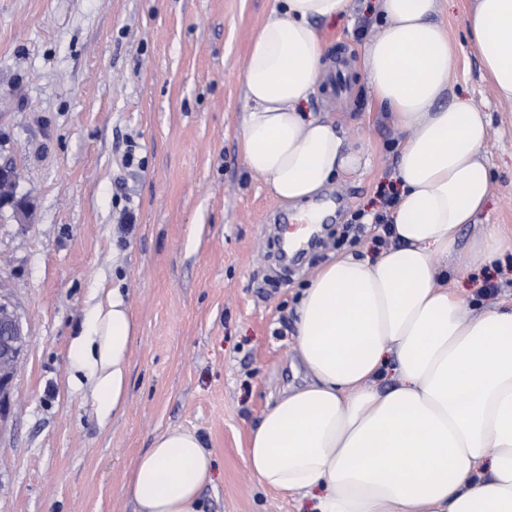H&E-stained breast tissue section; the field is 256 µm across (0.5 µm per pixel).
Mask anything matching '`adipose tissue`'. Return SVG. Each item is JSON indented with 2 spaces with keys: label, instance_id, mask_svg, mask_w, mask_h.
Wrapping results in <instances>:
<instances>
[{
  "label": "adipose tissue",
  "instance_id": "adipose-tissue-1",
  "mask_svg": "<svg viewBox=\"0 0 512 512\" xmlns=\"http://www.w3.org/2000/svg\"><path fill=\"white\" fill-rule=\"evenodd\" d=\"M440 4L379 0L385 22L360 50V74L407 133L393 244L337 257L303 289L295 344L308 378L249 432L258 483L315 497L318 512H512V307L468 313L436 264L491 193L488 115L449 88L456 48ZM351 6L272 0L245 59V164L287 206L360 163L335 120L307 109L327 71L318 25ZM466 28L485 77L512 100V0H470ZM134 336L115 293L72 344L102 415L126 400ZM212 470L196 431L169 429L137 458L126 492L134 512H201Z\"/></svg>",
  "mask_w": 512,
  "mask_h": 512
}]
</instances>
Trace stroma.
I'll return each instance as SVG.
<instances>
[{
	"mask_svg": "<svg viewBox=\"0 0 512 512\" xmlns=\"http://www.w3.org/2000/svg\"><path fill=\"white\" fill-rule=\"evenodd\" d=\"M469 0H443L456 45L453 89L487 112L491 199L460 232L456 277L468 308L512 301V256L482 265V225L512 237V101L484 79L465 33ZM270 0H0V158L20 173L25 219L0 212V289L26 348L0 419V512H134V463L173 427L197 430L214 462L202 512H316L248 472V435L266 405L303 383L295 367L302 288L342 254H377L360 215L386 212L403 130L366 84L321 87L364 163L328 186L317 246L282 265L273 198L239 148L244 61ZM377 0L322 22L327 57L358 58ZM134 151L137 168L122 160ZM119 289L137 326L123 407L101 416L72 341Z\"/></svg>",
	"mask_w": 512,
	"mask_h": 512,
	"instance_id": "obj_1",
	"label": "stroma"
}]
</instances>
